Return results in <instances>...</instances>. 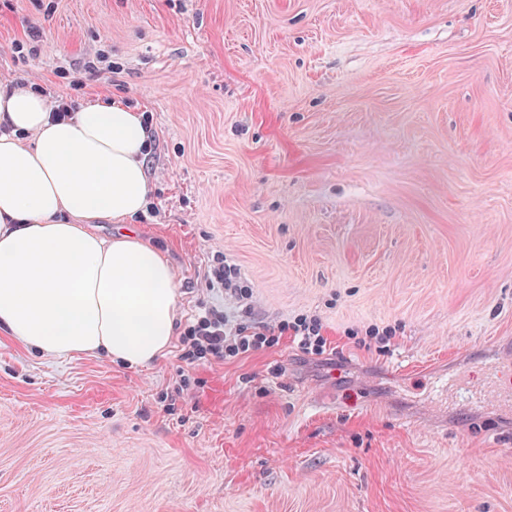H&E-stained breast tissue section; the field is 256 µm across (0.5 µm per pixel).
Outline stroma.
Masks as SVG:
<instances>
[{"instance_id": "stroma-1", "label": "stroma", "mask_w": 512, "mask_h": 512, "mask_svg": "<svg viewBox=\"0 0 512 512\" xmlns=\"http://www.w3.org/2000/svg\"><path fill=\"white\" fill-rule=\"evenodd\" d=\"M9 81L143 113L133 224L181 324L315 316L327 349L130 368L0 334V512H512V408L461 430L438 391L512 344V0H0ZM216 265L210 269L209 287L210 290L224 292V298L236 300L238 303L251 298L249 288L241 281L238 269L226 262L224 257H217Z\"/></svg>"}]
</instances>
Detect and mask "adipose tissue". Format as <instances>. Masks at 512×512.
<instances>
[{
  "label": "adipose tissue",
  "mask_w": 512,
  "mask_h": 512,
  "mask_svg": "<svg viewBox=\"0 0 512 512\" xmlns=\"http://www.w3.org/2000/svg\"><path fill=\"white\" fill-rule=\"evenodd\" d=\"M0 124V330L54 359L162 357L175 272L129 228L152 193L142 112L99 102L57 121L41 93L0 84ZM98 219L118 232L101 237Z\"/></svg>",
  "instance_id": "ef3b65f1"
}]
</instances>
